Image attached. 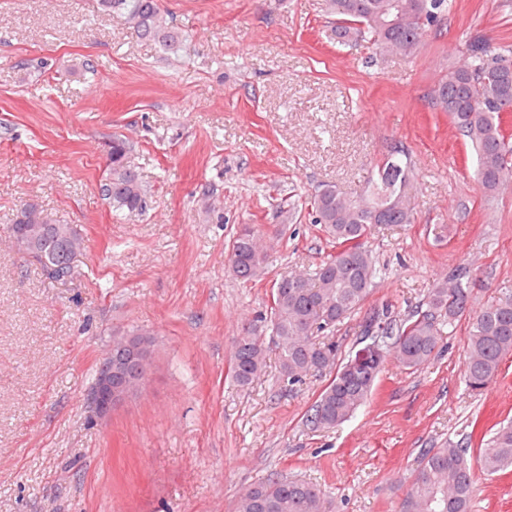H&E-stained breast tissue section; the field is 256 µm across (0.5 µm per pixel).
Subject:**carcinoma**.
<instances>
[{
	"label": "carcinoma",
	"mask_w": 512,
	"mask_h": 512,
	"mask_svg": "<svg viewBox=\"0 0 512 512\" xmlns=\"http://www.w3.org/2000/svg\"><path fill=\"white\" fill-rule=\"evenodd\" d=\"M101 8L123 16L145 40L177 50L182 38L168 26L158 0H99ZM452 0H325L328 13L338 16L336 40L346 44L370 38L383 49L411 55L427 31L448 14ZM396 22H391V18ZM472 62L449 71L434 91V106L448 113L468 139L477 156L476 176L487 194L499 192L503 174L512 171V138L506 134L504 115L512 110V56L490 54L486 42L470 43ZM128 145L112 141V164L100 190L119 212L146 208L144 191L131 166L122 164ZM407 154L395 151L379 167L377 178L359 197H348L333 187L315 195L311 209L315 223L337 245L368 236L378 224H412L409 206L398 200L400 187L411 181ZM45 233L34 258L46 279L71 278L75 270L61 265L59 239L74 234L71 227L45 214ZM266 254L255 231L246 225L232 243L229 263L244 281L265 275ZM376 274L373 256L361 245L344 249L309 274L287 275L272 289L265 317L276 333L279 372L293 386L313 373L334 371L332 379L306 416V423L330 429L347 421L370 394L389 355L408 370H418L438 349L445 329L462 317L469 318L464 376L468 388L486 389L499 374L504 359L512 356V294L478 309L472 306L471 282L459 274L452 281H437L417 310L395 319L389 308L374 312L360 324L361 339L378 345L381 354L355 374L338 362L336 342H319L317 336L332 331L360 309L371 292ZM153 339L140 332L112 343V384L125 386L135 396L146 381L145 364ZM267 349L262 331L242 329L233 345L231 378L249 388L264 372ZM512 467V422L501 423L486 446L474 454L455 443L422 452L419 468L394 512H470L475 494V471L486 476ZM236 512H323V493L302 479L273 477L257 482L240 497Z\"/></svg>",
	"instance_id": "1"
}]
</instances>
